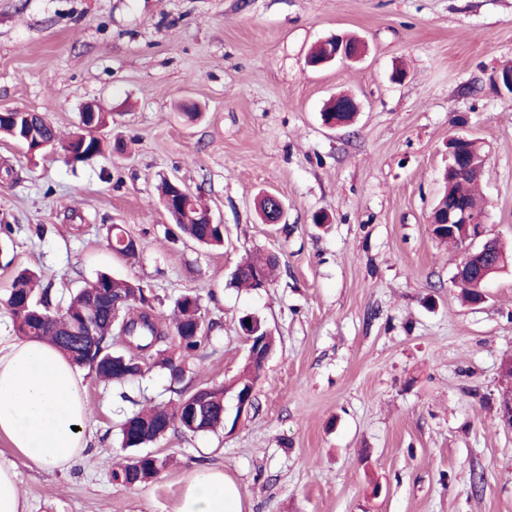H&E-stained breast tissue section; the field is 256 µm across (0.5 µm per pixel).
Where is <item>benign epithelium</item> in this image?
<instances>
[{
    "mask_svg": "<svg viewBox=\"0 0 512 512\" xmlns=\"http://www.w3.org/2000/svg\"><path fill=\"white\" fill-rule=\"evenodd\" d=\"M328 54L311 64L313 68L323 67L331 62L355 61L363 57L365 46L362 42L344 35H338L329 40L327 44ZM456 147L451 154V165L456 170L466 169L471 165L470 153L467 144L472 139L467 135L454 137ZM266 212L264 218L268 224H278L284 214L282 201L274 194H266ZM429 224L431 227L444 226L448 231H455L461 226L466 229L463 235L464 242L468 243L465 249L466 255L458 265V274L466 275L475 268L482 269L484 276L498 273L505 260L500 259L491 263L488 258L490 253V239L486 238V229L482 219L470 212L466 205L450 191H445L440 196L439 206L431 212ZM242 335L248 342V358L257 365L262 366L270 355V352L261 349L262 342L255 337L252 323L243 324ZM253 390L249 387L241 389L233 396V408L235 410L234 421L239 423L251 410Z\"/></svg>",
    "mask_w": 512,
    "mask_h": 512,
    "instance_id": "obj_1",
    "label": "benign epithelium"
}]
</instances>
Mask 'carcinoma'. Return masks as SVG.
Returning <instances> with one entry per match:
<instances>
[{"mask_svg": "<svg viewBox=\"0 0 512 512\" xmlns=\"http://www.w3.org/2000/svg\"><path fill=\"white\" fill-rule=\"evenodd\" d=\"M0 134L23 148L37 141L58 144L54 126L36 112H10L0 119ZM67 160L86 163L103 154L104 144L88 130L78 129L62 145ZM472 166L467 171L448 169V186L477 215L473 192L483 167V155L477 143H470ZM160 200L176 208L173 220L181 233L207 247L224 245V230L216 224L198 222V212L205 205L199 196L180 193L175 181L163 179ZM112 251L123 258L137 253V243L122 228L111 229ZM279 263L274 253L259 254L237 266L232 283L255 287L254 273L268 277ZM37 276L24 269L13 278L4 306L16 335L25 339L46 340L54 344L73 364L86 367L103 382L122 384L144 375L153 366L168 371L170 381L180 384L190 371L189 359L195 357L209 339L214 323H205L201 313V297L193 292L182 294L176 301L178 315L172 324L160 322L154 315V296L139 282L99 273L81 288L58 294L52 286L36 287ZM177 341V353L167 355L162 349L168 340ZM222 386L177 390L178 398L168 405H154L131 411L119 424L120 447L127 456L112 470V480L121 485H137L156 477L167 465V459L147 455L141 449L163 438L168 431L180 429L195 434L187 408L196 397L202 399L204 429L213 432L226 426Z\"/></svg>", "mask_w": 512, "mask_h": 512, "instance_id": "carcinoma-1", "label": "carcinoma"}]
</instances>
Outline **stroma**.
Listing matches in <instances>:
<instances>
[{
	"instance_id": "stroma-1",
	"label": "stroma",
	"mask_w": 512,
	"mask_h": 512,
	"mask_svg": "<svg viewBox=\"0 0 512 512\" xmlns=\"http://www.w3.org/2000/svg\"><path fill=\"white\" fill-rule=\"evenodd\" d=\"M336 34L360 39L362 59L309 68ZM506 66L512 0H0V109L42 113L65 137L95 102L112 114L102 137L126 144L74 166L62 148L31 158L0 138L15 170L0 177V302L25 268L57 289L101 271L140 281L166 323L196 292L215 327L195 388L239 374L244 315L276 340L256 411L229 433H169L150 447L166 468L132 487L111 476L118 425L132 401L173 400L170 379L155 366L119 390L85 374L82 460L41 469L0 437L28 512H177L202 465L237 483L242 512H512V430L498 418L512 259L469 304L453 282L464 248L429 224L448 139L466 133L486 158L488 232L512 250ZM335 94L360 110L331 129L321 109ZM165 176L201 195L223 248L177 238L157 199ZM265 192L281 223L260 219ZM112 224L136 239L135 260L112 252ZM259 251L279 257L272 284L231 287Z\"/></svg>"
}]
</instances>
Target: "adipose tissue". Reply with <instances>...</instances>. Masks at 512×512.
Listing matches in <instances>:
<instances>
[{
    "label": "adipose tissue",
    "mask_w": 512,
    "mask_h": 512,
    "mask_svg": "<svg viewBox=\"0 0 512 512\" xmlns=\"http://www.w3.org/2000/svg\"><path fill=\"white\" fill-rule=\"evenodd\" d=\"M88 418L83 373L43 340L0 345V436L18 457L39 468H61L85 448ZM177 512H242L240 494L223 472L197 468Z\"/></svg>",
    "instance_id": "1"
}]
</instances>
